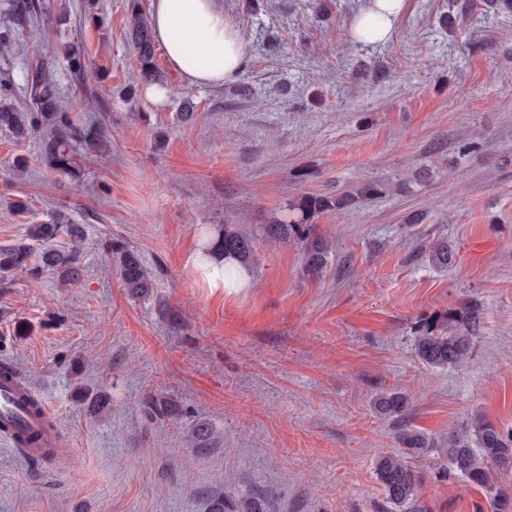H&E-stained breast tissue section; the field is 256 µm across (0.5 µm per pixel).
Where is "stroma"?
Listing matches in <instances>:
<instances>
[{
    "label": "stroma",
    "mask_w": 512,
    "mask_h": 512,
    "mask_svg": "<svg viewBox=\"0 0 512 512\" xmlns=\"http://www.w3.org/2000/svg\"><path fill=\"white\" fill-rule=\"evenodd\" d=\"M38 2L39 18L0 22V79L29 110L49 73L76 126L101 133L74 143L72 180L38 138L0 129V249L59 213L86 230L80 283L0 273V362L68 442L32 460L0 438V512H209L218 494L226 512H395L376 463L402 424L430 440L410 460L429 512H493L444 472L475 415L512 430V0H404L380 43L351 36L371 0H224L240 74L189 85L157 47L160 101L139 81L129 0ZM371 181L386 193L314 217L332 245L320 276L296 244L262 240L246 287L198 277L207 233ZM111 238L151 270L149 295L124 288L98 246ZM443 239L449 267L431 258ZM469 302L466 362L423 363L420 330ZM389 391L409 397L402 423L374 406ZM156 399L175 414L152 417ZM200 423L214 441L193 438Z\"/></svg>",
    "instance_id": "35a3bbf8"
}]
</instances>
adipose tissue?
<instances>
[{"label":"adipose tissue","instance_id":"1","mask_svg":"<svg viewBox=\"0 0 512 512\" xmlns=\"http://www.w3.org/2000/svg\"><path fill=\"white\" fill-rule=\"evenodd\" d=\"M403 0H373L354 35L385 41L391 19ZM151 28L171 65L190 85H220L242 68L246 46L224 17L223 0H153ZM196 271L208 288L223 291L245 286L249 273L233 258L212 251Z\"/></svg>","mask_w":512,"mask_h":512}]
</instances>
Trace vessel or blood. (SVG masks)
Wrapping results in <instances>:
<instances>
[{"label": "vessel or blood", "instance_id": "1", "mask_svg": "<svg viewBox=\"0 0 512 512\" xmlns=\"http://www.w3.org/2000/svg\"><path fill=\"white\" fill-rule=\"evenodd\" d=\"M33 390L17 373L0 379V434L11 437L24 432L39 437L38 447L25 448L26 456L47 455L57 444L56 419L46 404L31 408L28 400Z\"/></svg>", "mask_w": 512, "mask_h": 512}]
</instances>
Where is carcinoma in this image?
Instances as JSON below:
<instances>
[{"instance_id": "carcinoma-1", "label": "carcinoma", "mask_w": 512, "mask_h": 512, "mask_svg": "<svg viewBox=\"0 0 512 512\" xmlns=\"http://www.w3.org/2000/svg\"><path fill=\"white\" fill-rule=\"evenodd\" d=\"M36 10L37 5L33 0H11L6 20L11 21L16 16L29 17ZM128 31L137 55L141 79L147 83L159 81L160 75L154 61V40L138 0H131ZM30 94L34 110L20 111L10 102L8 82L0 81V129L10 131L18 139H27L39 129H45L41 148L46 164L61 176H77L69 152L72 141L81 138L80 130L73 123L70 113L57 104L46 77L37 74L32 78ZM352 200L354 196L351 194L336 197L305 195L290 206L289 212L294 214L293 218L263 224L254 233L243 232L233 224L224 225L216 247L238 263L246 265L251 262L260 238L279 243L293 242L301 250L304 272L318 277L329 264L331 246L315 231L310 219L323 211L342 210ZM61 232L70 237L71 248L47 249L41 252L38 259H33L32 243L50 242ZM28 236L30 242L0 250V272L19 271L36 279L40 268L47 266L56 269L65 283L80 280L78 244L85 239L83 225L67 224L59 217L49 224L30 225ZM101 248L118 258V270L129 293L141 295L149 292L154 285L153 276L137 252L121 242H105ZM454 256V249L446 240L432 247V260L441 266L451 264ZM480 318L481 311L475 304L448 312V318L441 325L428 327L417 337V356L431 367L464 362ZM407 406V397L395 391L382 393L375 400L376 409L385 417L398 418L406 412ZM398 441L403 447L401 454L383 456L376 464L386 501L405 512H427L418 494L420 478L406 461V456L425 452L429 448V440L418 430L404 427ZM448 445L446 474L461 476L469 483L489 491L494 490L490 467L512 466V431L505 433L479 415L461 433L450 439ZM493 507L497 512H512V496L497 490Z\"/></svg>"}]
</instances>
